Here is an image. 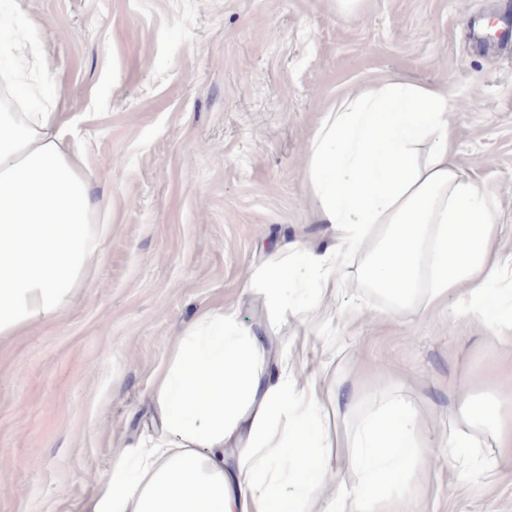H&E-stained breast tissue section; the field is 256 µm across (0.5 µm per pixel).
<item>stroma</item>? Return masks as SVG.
I'll list each match as a JSON object with an SVG mask.
<instances>
[{"label":"stroma","instance_id":"obj_1","mask_svg":"<svg viewBox=\"0 0 512 512\" xmlns=\"http://www.w3.org/2000/svg\"><path fill=\"white\" fill-rule=\"evenodd\" d=\"M498 2L360 0L344 16L336 0H25L111 229L68 306L0 341V512H78L115 447L145 433L174 338L217 304L264 337L271 372L303 361L363 403L396 390L413 403L429 439L416 512H512V467L460 480L443 441L458 395L493 394L484 369L512 355V329L444 307L379 317L353 266L330 322L271 320L243 291L277 247L334 243L314 219L307 144L350 87L389 74L464 102L455 162L512 244V39H477Z\"/></svg>","mask_w":512,"mask_h":512}]
</instances>
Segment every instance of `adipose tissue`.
<instances>
[{
    "instance_id": "ef3b65f1",
    "label": "adipose tissue",
    "mask_w": 512,
    "mask_h": 512,
    "mask_svg": "<svg viewBox=\"0 0 512 512\" xmlns=\"http://www.w3.org/2000/svg\"><path fill=\"white\" fill-rule=\"evenodd\" d=\"M16 67L0 82V337L62 310L109 232L86 178L88 145L60 112L54 66L28 50V35L0 38ZM448 86L393 74L350 89L324 117L307 148L306 183L316 219L340 248L277 252L248 267L245 290L273 320L303 280L311 309L329 307L353 256L363 284L389 317L442 306L492 329L512 318V250L499 241L496 207L481 181L454 161ZM264 340L235 311L204 309L177 337L150 390L153 429L112 454L109 472L80 512H304L325 498L327 512H375L382 491L412 501L425 463L421 416L384 393L362 409L336 395L350 422L346 453L325 430L326 392L303 370L266 376ZM503 386L489 400L459 401L465 429L447 444L469 470L488 476L512 463V362L489 369ZM493 457L481 449L485 440Z\"/></svg>"
}]
</instances>
